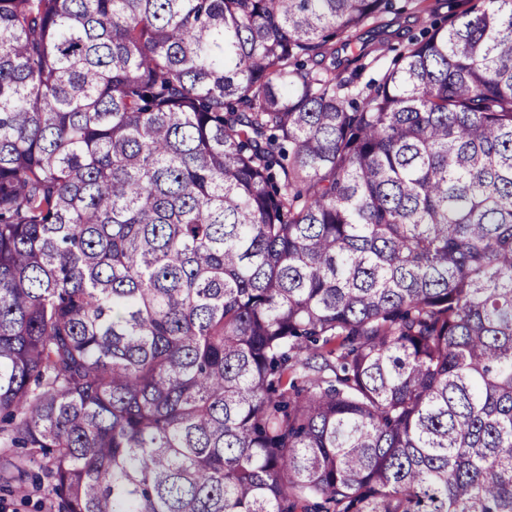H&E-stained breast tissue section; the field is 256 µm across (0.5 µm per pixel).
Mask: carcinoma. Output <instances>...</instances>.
I'll use <instances>...</instances> for the list:
<instances>
[{
  "mask_svg": "<svg viewBox=\"0 0 512 512\" xmlns=\"http://www.w3.org/2000/svg\"><path fill=\"white\" fill-rule=\"evenodd\" d=\"M0 0V483L57 512H512V0ZM418 10L407 17L397 19L393 14L383 15L380 19L385 30L392 34L390 43L399 45L413 34H417L424 26L429 25L431 14L434 12L438 19L448 18V0H415Z\"/></svg>",
  "mask_w": 512,
  "mask_h": 512,
  "instance_id": "carcinoma-1",
  "label": "carcinoma"
}]
</instances>
